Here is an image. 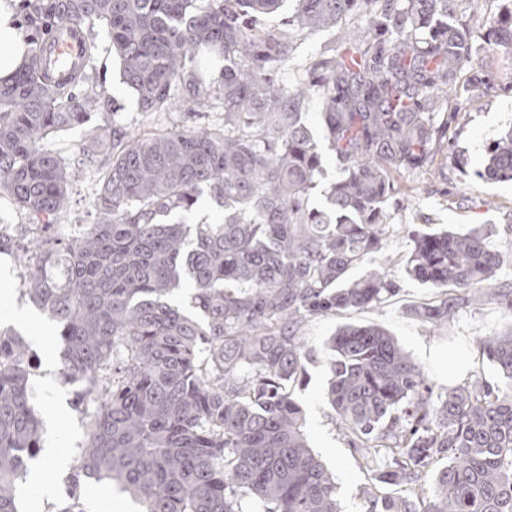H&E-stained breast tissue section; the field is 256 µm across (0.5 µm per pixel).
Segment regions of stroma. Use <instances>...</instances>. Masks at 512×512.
Returning <instances> with one entry per match:
<instances>
[{
    "mask_svg": "<svg viewBox=\"0 0 512 512\" xmlns=\"http://www.w3.org/2000/svg\"><path fill=\"white\" fill-rule=\"evenodd\" d=\"M94 31L98 83L122 105L128 125L147 131L156 129V122L139 111L133 94L120 80L106 27L98 24ZM337 44V31L333 28L299 37L283 70L285 82L295 83L305 65ZM463 78L467 85L460 103L441 105L442 111L456 112L457 117L449 123L433 163L398 179L402 192L410 194L411 200L394 207V232L379 252L371 254L361 268L352 271L357 277L365 269L388 267L399 283L398 292L363 309L309 318L300 329L306 376L294 386L293 395L305 413V431L311 448L335 477L342 512H363V492L371 484L372 472L361 453L349 446L346 432L326 399L330 358L326 341L338 328L385 327L424 369L437 391L471 374L491 383L498 379L492 364L475 346L479 337L502 332L512 324L498 305L474 301L461 309L453 321L431 327L414 317L411 310L437 300V292L408 277L403 269L417 230L450 227L464 232L476 224H489L493 227L491 248L500 249L505 239H512V181H490L477 175L489 144L512 127V86L503 83L486 89L484 73L470 69L464 71ZM97 188L98 181L94 178L80 177L74 181L69 215L61 227L63 234L78 236L82 225L92 222ZM6 261L9 274L5 283L7 295L0 298V330H18L28 342L33 360L31 389L42 416L56 418L55 428L42 429L40 440L54 442L67 461L65 467L56 468L34 460V467L42 471L43 485L39 488L30 483L20 485L21 512H61L71 490L72 465L87 435L75 410L76 389L59 379L63 358L56 324L23 295L17 258L10 254ZM19 310L26 311L25 320L16 319ZM81 499L85 512H137L131 498L106 481L83 480Z\"/></svg>",
    "mask_w": 512,
    "mask_h": 512,
    "instance_id": "1",
    "label": "stroma"
}]
</instances>
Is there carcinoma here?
<instances>
[{
  "label": "carcinoma",
  "mask_w": 512,
  "mask_h": 512,
  "mask_svg": "<svg viewBox=\"0 0 512 512\" xmlns=\"http://www.w3.org/2000/svg\"><path fill=\"white\" fill-rule=\"evenodd\" d=\"M27 61L0 81V195L26 218L0 232L22 262L30 300L57 323L60 376L82 387L87 442L74 468L108 480L144 512H341L336 483L309 447L289 384L306 373L300 323L382 302L386 271H349L382 248L398 200L395 175L428 165L446 123L435 109L468 64L485 68L481 38L512 53V10L467 0L468 22H446L457 0H296L282 28L262 20L282 0H21ZM109 31L122 82L140 112L168 120L135 132L92 82V24ZM78 28L82 62L55 77L49 42ZM342 30L343 51L312 62L295 86L280 69L294 39ZM206 55L224 57L215 76ZM318 100L339 177L327 209L309 205L322 171L306 123ZM218 107L221 119L188 124ZM71 166L48 137L84 125ZM98 177L95 220L75 238L59 226L76 175ZM483 177L512 180V127L487 149ZM224 223L169 221L203 194ZM489 228L417 233L405 273L442 298L412 310L450 322L478 298L512 318L508 252ZM192 287L186 314L172 303ZM494 385L465 380L434 394L424 370L375 325L343 326L329 342L327 397L349 445L370 456L364 512H512V330L477 341ZM28 346L0 331V512H19L18 484L40 452ZM420 509L416 483L438 462ZM402 486L396 496L380 486Z\"/></svg>",
  "instance_id": "obj_1"
}]
</instances>
